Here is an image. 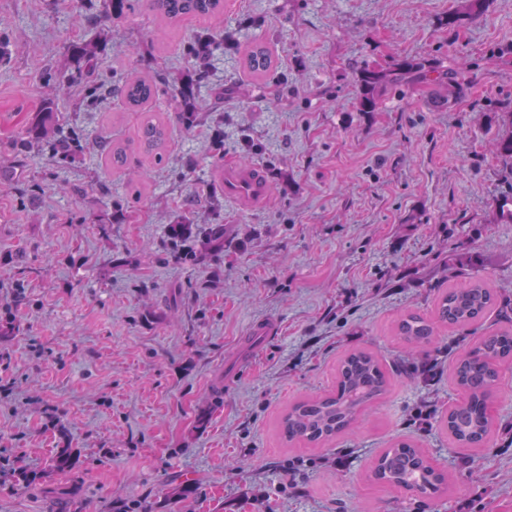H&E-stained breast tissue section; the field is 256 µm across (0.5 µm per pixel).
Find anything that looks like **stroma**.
<instances>
[{
  "instance_id": "35a3bbf8",
  "label": "stroma",
  "mask_w": 512,
  "mask_h": 512,
  "mask_svg": "<svg viewBox=\"0 0 512 512\" xmlns=\"http://www.w3.org/2000/svg\"><path fill=\"white\" fill-rule=\"evenodd\" d=\"M460 4L226 0L201 80L147 12L97 25L87 0H0V325L20 326L0 338V378L15 382L0 395V462L20 455L38 474L22 493L0 486V512H112L143 497L156 512H512V364L492 403L504 431L472 469L436 418H420L460 401L451 363L494 318L440 329L434 374L393 377L355 435L299 448L277 429L290 403L333 389L345 352L402 356L393 322L431 311L435 289L476 272L512 298L495 152L512 110V0L448 28ZM74 41L98 43L100 64L57 99ZM258 42L276 62L262 78L243 65ZM397 56L455 69L454 93L438 104L398 86L379 111H358L356 71ZM135 70L190 84L199 122L172 123L163 164L137 152L108 174L104 142L131 140L141 115L90 88ZM49 100L82 144L76 160L42 142L13 149ZM227 162L263 171L262 208L225 198ZM145 167L136 202L127 183ZM185 212L193 234L171 237ZM212 224L223 248L203 233ZM469 250L479 270L450 263ZM399 438L447 474L441 499L370 479ZM67 443L80 467L49 471ZM185 484L193 495L178 497Z\"/></svg>"
}]
</instances>
